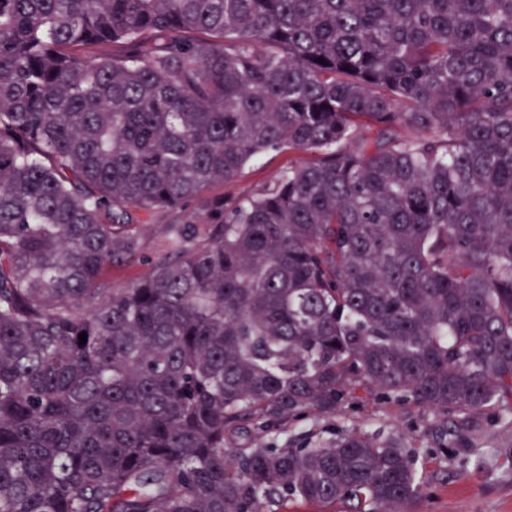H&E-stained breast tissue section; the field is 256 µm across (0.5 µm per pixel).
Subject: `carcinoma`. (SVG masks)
<instances>
[{
	"instance_id": "1",
	"label": "carcinoma",
	"mask_w": 512,
	"mask_h": 512,
	"mask_svg": "<svg viewBox=\"0 0 512 512\" xmlns=\"http://www.w3.org/2000/svg\"><path fill=\"white\" fill-rule=\"evenodd\" d=\"M359 388L512 412V0H0V512H411L394 441L224 447ZM307 154L269 152L257 158L233 182L215 185L205 194V200L213 202L223 197L243 198L252 195L270 183L288 167L290 159H306ZM187 212L174 213L168 210L140 212L134 232L139 235L141 253L134 260L121 266H112L104 276L107 288H125L150 275V259L169 249V240L164 233V225L180 219Z\"/></svg>"
}]
</instances>
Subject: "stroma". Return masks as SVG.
Returning <instances> with one entry per match:
<instances>
[{"instance_id":"stroma-1","label":"stroma","mask_w":512,"mask_h":512,"mask_svg":"<svg viewBox=\"0 0 512 512\" xmlns=\"http://www.w3.org/2000/svg\"><path fill=\"white\" fill-rule=\"evenodd\" d=\"M290 158L287 152L262 155L235 181L210 188L205 199L250 196L285 170ZM175 218L168 210L140 213L134 231L141 253L107 270L108 287L125 288L150 275L151 258L169 248L164 226ZM441 422L432 411L361 389L336 415L312 413L263 431L250 426L227 434L224 445L284 448L314 445L346 433H376L408 448L419 461L425 491L413 512H512V415L500 409L485 411L468 428L447 432Z\"/></svg>"}]
</instances>
